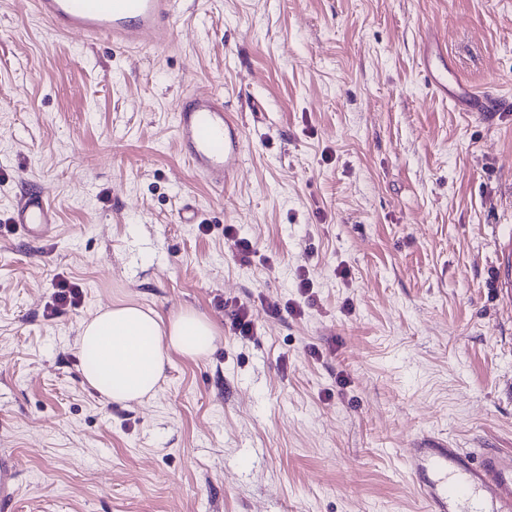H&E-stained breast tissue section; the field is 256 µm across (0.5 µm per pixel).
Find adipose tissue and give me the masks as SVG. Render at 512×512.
<instances>
[{"instance_id": "obj_1", "label": "adipose tissue", "mask_w": 512, "mask_h": 512, "mask_svg": "<svg viewBox=\"0 0 512 512\" xmlns=\"http://www.w3.org/2000/svg\"><path fill=\"white\" fill-rule=\"evenodd\" d=\"M216 329L202 313L183 310L169 319L133 303H123L84 321L81 349H93L94 364L83 367L86 382L107 401L129 404L154 396L171 354L201 356Z\"/></svg>"}]
</instances>
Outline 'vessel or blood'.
<instances>
[{"mask_svg":"<svg viewBox=\"0 0 512 512\" xmlns=\"http://www.w3.org/2000/svg\"><path fill=\"white\" fill-rule=\"evenodd\" d=\"M176 0H35L55 32L105 41L115 48L161 52L174 43ZM177 136L183 154L212 187L231 183L239 170L242 130L216 95H192L179 106ZM13 221L29 238H47L56 214L42 194L22 196ZM411 476L427 512H512V450L474 457L447 442L413 449Z\"/></svg>","mask_w":512,"mask_h":512,"instance_id":"obj_1","label":"vessel or blood"}]
</instances>
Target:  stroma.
I'll return each instance as SVG.
<instances>
[{
	"mask_svg": "<svg viewBox=\"0 0 512 512\" xmlns=\"http://www.w3.org/2000/svg\"><path fill=\"white\" fill-rule=\"evenodd\" d=\"M176 26L155 56L0 0V512H421L411 449L512 448V0H178ZM433 37L504 111L433 87ZM195 91L242 127L221 190L179 150ZM31 191L50 239L11 220ZM120 301L217 329L128 406L77 344Z\"/></svg>",
	"mask_w": 512,
	"mask_h": 512,
	"instance_id": "stroma-1",
	"label": "stroma"
}]
</instances>
